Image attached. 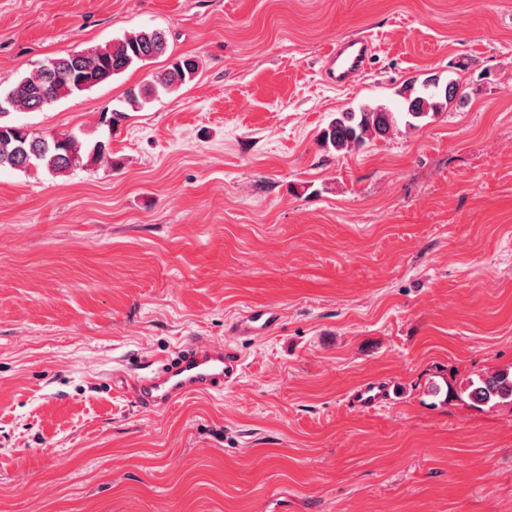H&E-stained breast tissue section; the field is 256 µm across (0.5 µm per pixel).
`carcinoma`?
<instances>
[{
    "instance_id": "1",
    "label": "carcinoma",
    "mask_w": 512,
    "mask_h": 512,
    "mask_svg": "<svg viewBox=\"0 0 512 512\" xmlns=\"http://www.w3.org/2000/svg\"><path fill=\"white\" fill-rule=\"evenodd\" d=\"M167 49L166 33L157 30L133 32L104 46L57 55L50 59L53 73H47L42 65L14 87L0 93L11 95L13 102V106L0 109V168L24 171L34 168L59 174L109 159L111 146L107 141L97 140L85 148L83 141L73 133L61 139L51 134H37L7 117L21 110H40L62 98L89 90L138 62L166 54ZM197 69L198 62L193 56L173 59L151 83L128 91L124 101L110 110V117L105 122L115 126L126 117L127 109H140L154 96L177 91L191 81ZM405 91L403 115L407 125L417 127L438 111L439 96L453 100L458 95L459 85L450 81L441 92L439 80L429 77L420 88L411 84ZM395 124V113L383 107L363 106L357 111L338 112L322 130L320 144L337 153L358 152L373 137L388 133ZM468 388V397L477 402L512 400V373L501 371L480 376L470 381Z\"/></svg>"
}]
</instances>
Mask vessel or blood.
Returning <instances> with one entry per match:
<instances>
[{"label":"vessel or blood","instance_id":"b4317fda","mask_svg":"<svg viewBox=\"0 0 512 512\" xmlns=\"http://www.w3.org/2000/svg\"><path fill=\"white\" fill-rule=\"evenodd\" d=\"M372 50L371 41L364 36L337 41L324 59V80L339 88L352 85L367 67ZM279 323L280 315L275 308H249L227 325L223 342L200 336L191 339L170 363L135 375L130 393L146 410L168 407L192 393H223L225 387L237 381L243 369L239 341L264 337ZM390 401L391 386L387 383L363 384L350 396L352 406L360 410L377 409Z\"/></svg>","mask_w":512,"mask_h":512}]
</instances>
